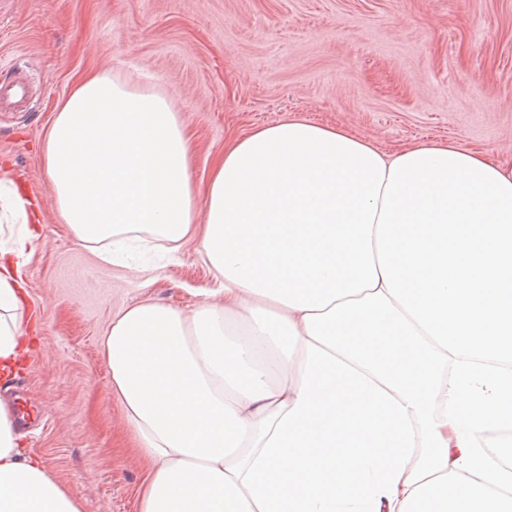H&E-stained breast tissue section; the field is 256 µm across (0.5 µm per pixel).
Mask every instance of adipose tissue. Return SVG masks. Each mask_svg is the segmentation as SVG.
<instances>
[{"label": "adipose tissue", "instance_id": "1", "mask_svg": "<svg viewBox=\"0 0 512 512\" xmlns=\"http://www.w3.org/2000/svg\"><path fill=\"white\" fill-rule=\"evenodd\" d=\"M168 96L103 72L46 132L78 241L197 238L222 287L121 310L103 344L145 463L137 512H512V162L445 141L388 152L291 118L233 139L204 189ZM24 225L0 270V374L27 333ZM0 512H86L0 406Z\"/></svg>", "mask_w": 512, "mask_h": 512}]
</instances>
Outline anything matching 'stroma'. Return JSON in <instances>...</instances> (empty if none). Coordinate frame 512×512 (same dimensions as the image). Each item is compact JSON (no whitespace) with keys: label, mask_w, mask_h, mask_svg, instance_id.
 <instances>
[{"label":"stroma","mask_w":512,"mask_h":512,"mask_svg":"<svg viewBox=\"0 0 512 512\" xmlns=\"http://www.w3.org/2000/svg\"><path fill=\"white\" fill-rule=\"evenodd\" d=\"M165 92L204 187L231 139L288 118L392 151L447 139L512 159V0H0V175H27L40 221L22 268L29 341L0 400L28 412L25 448L87 512H136L144 472L102 342L125 307L190 310L219 283L195 240L150 239L103 262L64 224L46 130L88 72Z\"/></svg>","instance_id":"stroma-1"}]
</instances>
